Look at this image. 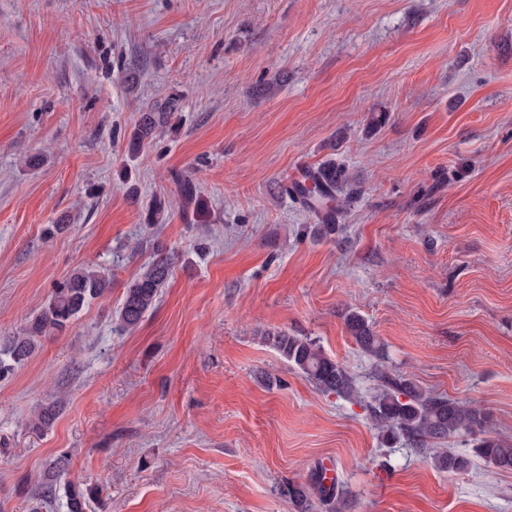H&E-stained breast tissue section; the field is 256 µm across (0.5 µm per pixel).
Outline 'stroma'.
I'll return each instance as SVG.
<instances>
[{
	"label": "stroma",
	"mask_w": 512,
	"mask_h": 512,
	"mask_svg": "<svg viewBox=\"0 0 512 512\" xmlns=\"http://www.w3.org/2000/svg\"><path fill=\"white\" fill-rule=\"evenodd\" d=\"M170 95L172 131L129 156ZM330 161L360 193L315 241L272 187ZM154 239L173 275L118 333ZM80 265L110 293L0 381V512H70L75 485L84 512H295L282 487L328 465L348 512H512V471L384 441L379 362L344 321L512 440V0H0V337ZM260 328L316 341L360 401ZM345 321L349 333L360 349L377 359L383 358V347L362 315L356 312H349L346 315ZM261 337L318 390L344 398L356 396L357 387L352 373L345 365L327 356L310 338L290 335L282 330L264 332Z\"/></svg>",
	"instance_id": "1"
}]
</instances>
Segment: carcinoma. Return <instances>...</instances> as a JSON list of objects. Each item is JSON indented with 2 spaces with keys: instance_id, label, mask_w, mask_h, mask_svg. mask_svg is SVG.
I'll list each match as a JSON object with an SVG mask.
<instances>
[{
  "instance_id": "cac0c4a2",
  "label": "carcinoma",
  "mask_w": 512,
  "mask_h": 512,
  "mask_svg": "<svg viewBox=\"0 0 512 512\" xmlns=\"http://www.w3.org/2000/svg\"><path fill=\"white\" fill-rule=\"evenodd\" d=\"M176 109L177 100L168 97L142 113L131 133L129 153L137 154L161 136L171 126ZM277 193L289 195L303 204L316 223L304 225L302 232L314 240H321L336 230L344 204L358 193V188L344 167L329 163L307 170L301 180L289 186L277 185ZM166 210V200L160 196L154 198L146 208L145 223H158ZM151 249L150 260L125 288L117 310V332L120 334L141 323L172 275L175 252L157 239L151 243ZM111 286V278L95 267L75 268L53 289L48 304L30 318L22 334L0 341V381L29 359L40 347L42 339L66 330L86 304L104 297ZM345 321L360 349L377 359L383 358V347L362 315L350 312ZM261 337L318 390L344 398L356 396L352 373L345 365L327 356L310 338L282 330L264 332ZM377 381L379 393L368 404L369 417L387 440H404L421 449L436 446L435 466L449 472L468 469L474 456L498 470L512 471V442L490 436L488 417L482 409L427 393L410 380L392 376L383 369L377 372ZM459 432L476 436L473 456L437 447ZM285 492L296 512H317L319 509L344 512L350 507L348 492L336 482L326 484L320 468L312 472L309 484H290Z\"/></svg>"
}]
</instances>
